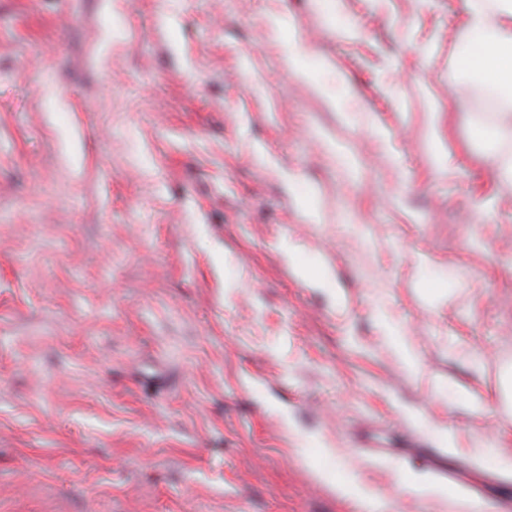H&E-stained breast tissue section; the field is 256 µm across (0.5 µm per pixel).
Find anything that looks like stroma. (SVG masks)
<instances>
[{"label": "stroma", "mask_w": 512, "mask_h": 512, "mask_svg": "<svg viewBox=\"0 0 512 512\" xmlns=\"http://www.w3.org/2000/svg\"><path fill=\"white\" fill-rule=\"evenodd\" d=\"M465 18L0 0V512H512Z\"/></svg>", "instance_id": "35a3bbf8"}]
</instances>
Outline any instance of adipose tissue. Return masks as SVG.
Wrapping results in <instances>:
<instances>
[{"instance_id":"ef3b65f1","label":"adipose tissue","mask_w":512,"mask_h":512,"mask_svg":"<svg viewBox=\"0 0 512 512\" xmlns=\"http://www.w3.org/2000/svg\"><path fill=\"white\" fill-rule=\"evenodd\" d=\"M466 28L456 56L499 96V123L512 129V0H466Z\"/></svg>"}]
</instances>
